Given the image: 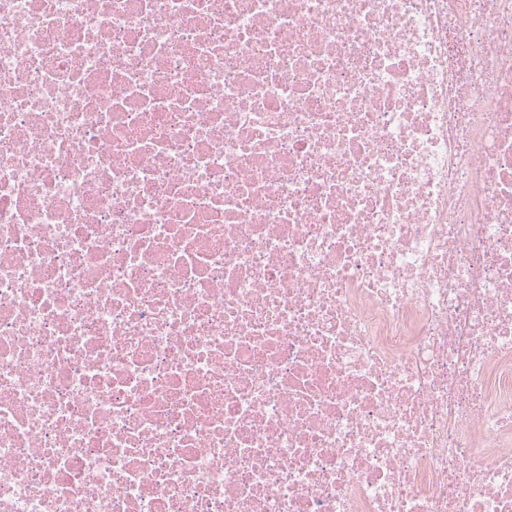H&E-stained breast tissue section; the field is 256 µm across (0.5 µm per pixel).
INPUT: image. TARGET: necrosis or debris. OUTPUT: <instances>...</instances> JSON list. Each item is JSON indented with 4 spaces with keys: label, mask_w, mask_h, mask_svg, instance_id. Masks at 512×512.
I'll list each match as a JSON object with an SVG mask.
<instances>
[{
    "label": "necrosis or debris",
    "mask_w": 512,
    "mask_h": 512,
    "mask_svg": "<svg viewBox=\"0 0 512 512\" xmlns=\"http://www.w3.org/2000/svg\"><path fill=\"white\" fill-rule=\"evenodd\" d=\"M0 512H512V0H0Z\"/></svg>",
    "instance_id": "necrosis-or-debris-1"
}]
</instances>
